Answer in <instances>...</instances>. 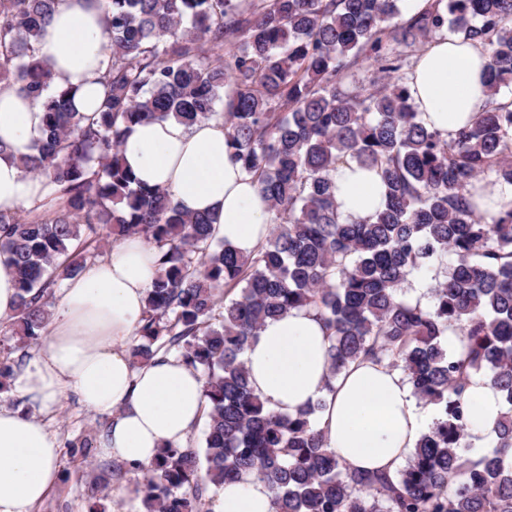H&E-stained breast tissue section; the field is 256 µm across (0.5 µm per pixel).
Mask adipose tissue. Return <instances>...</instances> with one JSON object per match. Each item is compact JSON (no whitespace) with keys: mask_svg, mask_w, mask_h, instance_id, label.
I'll return each instance as SVG.
<instances>
[{"mask_svg":"<svg viewBox=\"0 0 512 512\" xmlns=\"http://www.w3.org/2000/svg\"><path fill=\"white\" fill-rule=\"evenodd\" d=\"M106 33L97 0H61L36 44L55 81L73 86L76 111H93L101 98ZM488 54L470 42L441 38L417 58L407 81L416 112L427 127L454 135L487 97ZM44 122L40 104L12 87L0 91V212L30 209L54 188L26 173ZM123 162L146 186L169 191L189 213L215 215L226 245L246 254L268 234L269 204L256 182L235 161L224 125L193 126L168 119L126 128ZM336 201L344 220L369 218L385 203L386 186L376 170L356 162L337 166ZM156 277L142 238L119 242L108 259L86 265L69 281L43 353L11 377L26 410L0 406V512H33L55 485L59 444L47 417L72 392L88 409L111 414L98 446L109 458L150 464L162 448L184 444L201 421L203 380L174 359L137 368L125 350L140 325L145 296ZM330 341L323 323L294 310L267 320L243 358L256 394L288 414L323 402L318 426L332 448L353 467L394 474L422 432L417 401L398 372L370 360L351 364L329 379ZM468 432L484 446L501 412L491 384L478 379L467 389ZM214 512H273L262 481L226 484Z\"/></svg>","mask_w":512,"mask_h":512,"instance_id":"adipose-tissue-1","label":"adipose tissue"}]
</instances>
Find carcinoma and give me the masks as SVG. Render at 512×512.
I'll list each match as a JSON object with an SVG mask.
<instances>
[{
	"instance_id": "carcinoma-1",
	"label": "carcinoma",
	"mask_w": 512,
	"mask_h": 512,
	"mask_svg": "<svg viewBox=\"0 0 512 512\" xmlns=\"http://www.w3.org/2000/svg\"><path fill=\"white\" fill-rule=\"evenodd\" d=\"M398 2L99 0L106 92L87 115L36 54L58 0H0V87H22L45 112L22 166L59 201L0 212V257L18 275L14 335L38 340L54 288L140 236L157 276L132 364L171 356L204 380V446H169L134 468L144 512H209L211 488L250 475L274 512H512V200L497 214L473 201L483 178L512 185V101L498 99L512 83V0H426L408 14ZM444 31L490 57L489 101L455 135L424 125L405 82H349L365 60L400 74L392 43ZM169 118L224 121L234 159L270 205L272 229L250 253L124 167V129ZM347 161L387 188L384 208L362 222L342 220L336 203L333 175ZM422 273L425 305L405 296ZM292 310L315 312L329 331L331 380L371 358L439 409L394 476L354 469L327 447L323 403L285 414L250 386L244 351L267 319ZM450 330L460 346L449 353L440 339ZM477 378L504 407L487 452L467 432L464 393Z\"/></svg>"
}]
</instances>
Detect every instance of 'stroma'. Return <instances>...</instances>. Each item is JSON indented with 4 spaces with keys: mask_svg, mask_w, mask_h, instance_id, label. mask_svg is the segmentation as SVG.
Masks as SVG:
<instances>
[{
    "mask_svg": "<svg viewBox=\"0 0 512 512\" xmlns=\"http://www.w3.org/2000/svg\"><path fill=\"white\" fill-rule=\"evenodd\" d=\"M108 423V415L88 410L74 395L61 401L49 423L60 443L59 477L34 512H88L92 504L103 512H124L127 503L140 502L141 474L120 460L104 457L97 446ZM94 482L106 486V498L92 500Z\"/></svg>",
    "mask_w": 512,
    "mask_h": 512,
    "instance_id": "stroma-1",
    "label": "stroma"
}]
</instances>
